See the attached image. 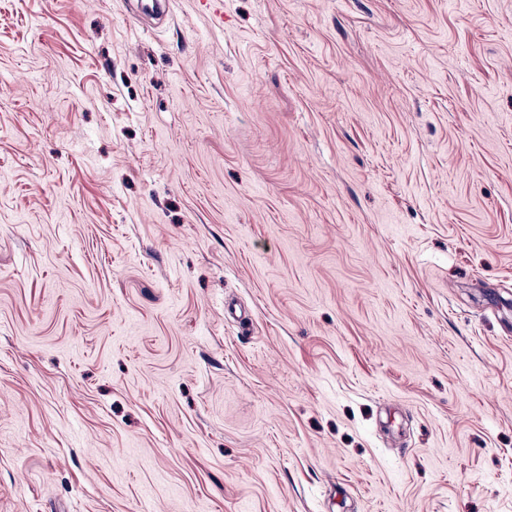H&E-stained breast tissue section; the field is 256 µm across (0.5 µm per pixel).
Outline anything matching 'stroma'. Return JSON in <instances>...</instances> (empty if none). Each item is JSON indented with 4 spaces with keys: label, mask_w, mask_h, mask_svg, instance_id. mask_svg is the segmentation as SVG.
Wrapping results in <instances>:
<instances>
[{
    "label": "stroma",
    "mask_w": 512,
    "mask_h": 512,
    "mask_svg": "<svg viewBox=\"0 0 512 512\" xmlns=\"http://www.w3.org/2000/svg\"><path fill=\"white\" fill-rule=\"evenodd\" d=\"M137 5L0 0V512H512V0Z\"/></svg>",
    "instance_id": "1"
}]
</instances>
